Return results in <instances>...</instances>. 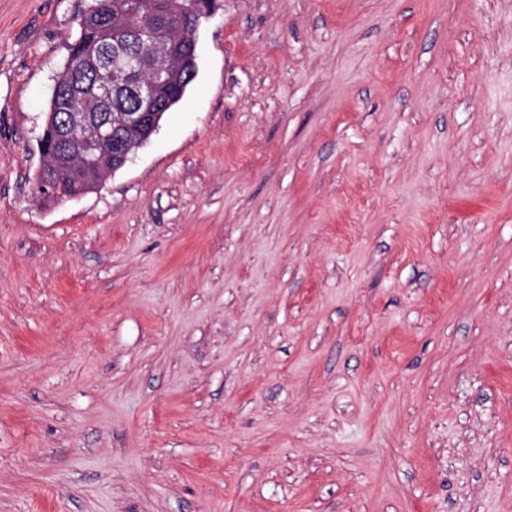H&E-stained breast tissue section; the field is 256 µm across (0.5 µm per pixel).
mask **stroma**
Listing matches in <instances>:
<instances>
[{
  "instance_id": "35a3bbf8",
  "label": "stroma",
  "mask_w": 512,
  "mask_h": 512,
  "mask_svg": "<svg viewBox=\"0 0 512 512\" xmlns=\"http://www.w3.org/2000/svg\"><path fill=\"white\" fill-rule=\"evenodd\" d=\"M93 0H0V512H512V0H219L49 201Z\"/></svg>"
}]
</instances>
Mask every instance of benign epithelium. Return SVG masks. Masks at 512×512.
I'll use <instances>...</instances> for the list:
<instances>
[{
	"instance_id": "7a95c632",
	"label": "benign epithelium",
	"mask_w": 512,
	"mask_h": 512,
	"mask_svg": "<svg viewBox=\"0 0 512 512\" xmlns=\"http://www.w3.org/2000/svg\"><path fill=\"white\" fill-rule=\"evenodd\" d=\"M216 0H197L192 7V31L198 32L200 21L208 17L215 8ZM149 14L154 27L149 32L134 30L129 38L137 42L148 41L158 46L151 54H133L119 43L112 47V53L99 59L102 67L119 65L125 74L123 83L102 89V108L99 112H85L74 106L64 113L58 122L45 123L41 141H52L55 148L67 153L48 163L40 171L39 192L48 198L59 197L63 188L59 182L60 170L69 169L76 173L81 162L94 158L109 162L112 170L122 168L131 158L133 151L148 141L142 132H154L164 111L177 99L171 94L166 82L167 75L174 69H184L187 77L197 74V39L187 42L180 38L169 42L168 0H148ZM134 97L139 101L136 112H127L112 119L108 108L114 97Z\"/></svg>"
}]
</instances>
